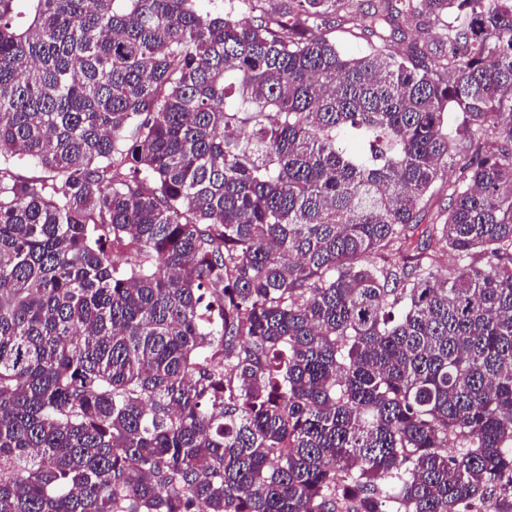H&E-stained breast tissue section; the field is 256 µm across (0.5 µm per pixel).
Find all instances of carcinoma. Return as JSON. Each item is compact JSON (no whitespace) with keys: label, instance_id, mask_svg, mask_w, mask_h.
<instances>
[{"label":"carcinoma","instance_id":"carcinoma-1","mask_svg":"<svg viewBox=\"0 0 512 512\" xmlns=\"http://www.w3.org/2000/svg\"><path fill=\"white\" fill-rule=\"evenodd\" d=\"M197 2L0 0V512H512V0Z\"/></svg>","mask_w":512,"mask_h":512}]
</instances>
